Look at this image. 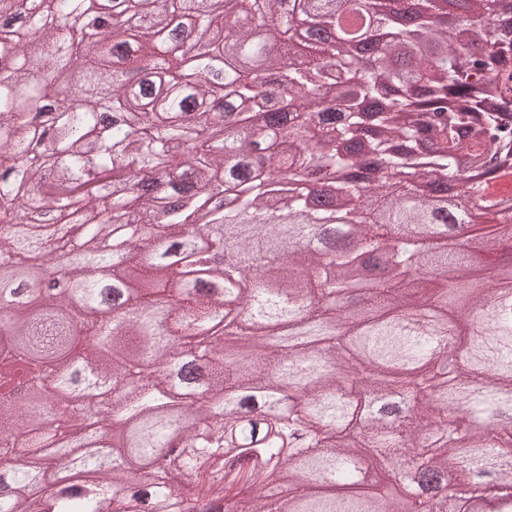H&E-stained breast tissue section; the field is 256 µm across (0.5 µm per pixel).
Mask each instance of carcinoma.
<instances>
[{
    "label": "carcinoma",
    "instance_id": "cac0c4a2",
    "mask_svg": "<svg viewBox=\"0 0 512 512\" xmlns=\"http://www.w3.org/2000/svg\"><path fill=\"white\" fill-rule=\"evenodd\" d=\"M282 2L0 0V512H401L386 460L431 425L445 441L421 463L444 482L417 487L407 512H438L444 494L512 512V424L499 420L512 408V268L496 308L471 287L460 308L453 292L497 265L501 239L488 224L476 248L456 246L463 212L417 187L423 165L487 189L512 177V123L495 116L512 108L487 87L512 72V12L457 0L450 29L435 22L444 0H420L423 21L402 27L404 0H347L384 43L362 61L336 0H294V17ZM246 55L293 111L275 110ZM353 166L373 168L372 188L347 179ZM128 225V248L106 251ZM372 249L385 275L349 312L336 297ZM52 257L70 293L41 298ZM106 270L114 290L136 272L140 300L112 303L110 326L98 324ZM420 305L445 337L404 319ZM241 315L229 346L213 325ZM474 316L481 340L448 361V376L480 383L462 410L435 394L433 372ZM299 325L323 345L281 352L276 337ZM79 326L94 336L84 396L69 362ZM201 335L214 337L203 395L185 403L158 373L126 387L177 368ZM15 368L46 383L44 400L17 397ZM34 416L45 432L27 431ZM163 448L181 453L148 472ZM450 448L480 458L450 474ZM272 479L288 496L264 493Z\"/></svg>",
    "mask_w": 512,
    "mask_h": 512
}]
</instances>
